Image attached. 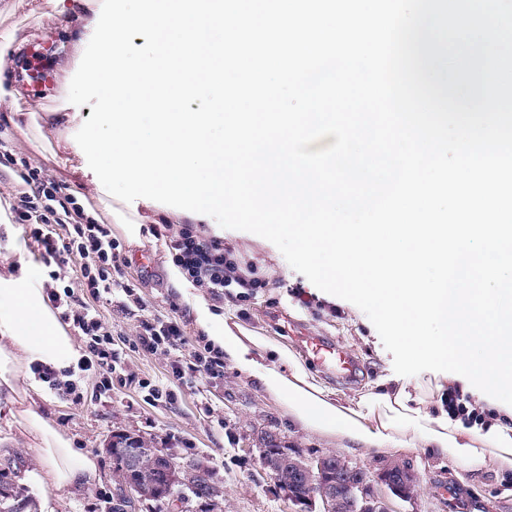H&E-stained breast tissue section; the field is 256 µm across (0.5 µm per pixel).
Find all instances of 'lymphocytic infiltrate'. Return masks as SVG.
I'll use <instances>...</instances> for the list:
<instances>
[{
    "label": "lymphocytic infiltrate",
    "mask_w": 512,
    "mask_h": 512,
    "mask_svg": "<svg viewBox=\"0 0 512 512\" xmlns=\"http://www.w3.org/2000/svg\"><path fill=\"white\" fill-rule=\"evenodd\" d=\"M21 178L28 191L13 209L14 221L36 244L45 262L51 264L50 282L44 291L62 321L77 336L85 354L80 368L94 373L99 389H111L113 376L123 370V361L113 347L111 329L97 317L90 302L115 291L132 299L144 312L135 334L137 349L167 356L169 372L176 380L223 378V349L205 336L187 342L177 312L146 314V301L135 295L133 284L124 280L126 258L111 225L87 214L77 198L44 174L42 168L26 166ZM149 231L154 237L168 238L173 264L188 282L207 289L215 299H223L226 288L250 287V280L239 275L236 264L225 255L220 237L205 234L192 224L182 225L174 235L165 224L151 225ZM70 269L75 270L86 300L77 299L73 289L58 288V281Z\"/></svg>",
    "instance_id": "lymphocytic-infiltrate-1"
}]
</instances>
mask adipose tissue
Segmentation results:
<instances>
[{
    "label": "adipose tissue",
    "instance_id": "1",
    "mask_svg": "<svg viewBox=\"0 0 512 512\" xmlns=\"http://www.w3.org/2000/svg\"><path fill=\"white\" fill-rule=\"evenodd\" d=\"M210 339L304 429L364 448H424L464 462L474 472L490 465L512 468V425L505 421L493 422L481 434L447 415H431L424 397L400 380L352 405L311 381L288 349L270 351L263 337L222 323ZM81 356L43 289L0 275V397L17 405L23 432L37 443L45 464L44 472H29L28 480L63 488L97 476L95 457L73 448L29 402L41 391L33 363L63 369L77 365Z\"/></svg>",
    "mask_w": 512,
    "mask_h": 512
}]
</instances>
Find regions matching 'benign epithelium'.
Here are the masks:
<instances>
[{"instance_id":"benign-epithelium-1","label":"benign epithelium","mask_w":512,"mask_h":512,"mask_svg":"<svg viewBox=\"0 0 512 512\" xmlns=\"http://www.w3.org/2000/svg\"><path fill=\"white\" fill-rule=\"evenodd\" d=\"M112 458V506L116 512H141L155 504L167 512H194L199 480L205 478L194 461L176 462L147 442L124 433L112 435L105 448ZM261 464L273 476L297 512H394L376 495L367 474L346 459L331 454L306 458L285 447L279 438L258 448ZM391 493L407 498L412 476L400 464L377 475Z\"/></svg>"}]
</instances>
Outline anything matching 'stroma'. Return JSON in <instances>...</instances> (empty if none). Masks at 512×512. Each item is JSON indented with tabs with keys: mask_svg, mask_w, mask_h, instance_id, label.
Wrapping results in <instances>:
<instances>
[{
	"mask_svg": "<svg viewBox=\"0 0 512 512\" xmlns=\"http://www.w3.org/2000/svg\"><path fill=\"white\" fill-rule=\"evenodd\" d=\"M100 12V6H93L85 21L98 19ZM85 21L58 13L52 0H0V35L13 34L24 44L8 80L13 96L0 106V152L11 153L15 160L14 165L0 166V197L10 202H17L25 189L18 177L23 164L39 166L65 185L72 179L70 167L81 162L68 146L76 125L57 122L56 117L69 109L70 81L88 44ZM17 112L24 116L18 127L11 121ZM31 139L56 154V161L43 160L30 150L27 142ZM89 205L94 217L111 224L125 246V275L148 301L150 310L164 314L171 303H178L187 339L204 334L194 304L207 299L206 293L190 283L171 281L172 262L165 241L129 236L122 225L112 224L98 199H90ZM23 242L20 226L0 225V254H13L15 277L42 286L48 269L33 248L16 253V246ZM224 249L238 261L244 276L259 278L263 285L243 292L228 288L223 300L207 299L213 314L287 347L317 384L345 400L370 395L393 373V356L368 317L352 303L317 289L291 268L271 242L228 229ZM147 256L155 260L149 269L143 264ZM121 299L117 293L112 300L94 302L93 307L111 329L124 368L136 375V382L114 381L111 391L102 394L95 377L80 372L75 382L85 397L84 404L74 405L69 397L50 388L35 400L37 409L69 437L74 448L96 457L98 474L93 483L62 490L48 483L26 484L23 471L39 468L43 461L33 440L15 422L10 405L0 404V462L17 460L19 472L14 481L31 500V512H111L112 460L105 447L118 432L150 441L175 461L201 462L210 480L223 489L218 512H292V504L258 457L262 440L273 434L305 457L335 454L373 477L391 464L405 465L415 479L412 498L402 500L391 496L385 485L373 486L376 494L388 498L393 512H512V469L473 473L420 448L388 453L356 449L350 442L305 430L255 379L229 362L224 365L223 380L172 381L166 356L133 347L140 313L136 307H122ZM306 333L329 336L341 344L358 364L355 378L336 379L306 361L298 342ZM142 380L173 391L174 400L149 399L138 386Z\"/></svg>",
	"mask_w": 512,
	"mask_h": 512,
	"instance_id": "1",
	"label": "stroma"
}]
</instances>
